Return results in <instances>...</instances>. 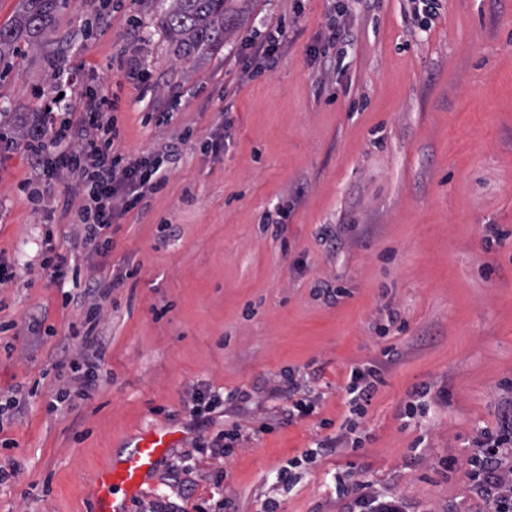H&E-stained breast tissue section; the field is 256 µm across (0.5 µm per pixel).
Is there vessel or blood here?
Masks as SVG:
<instances>
[{"instance_id": "obj_1", "label": "vessel or blood", "mask_w": 512, "mask_h": 512, "mask_svg": "<svg viewBox=\"0 0 512 512\" xmlns=\"http://www.w3.org/2000/svg\"><path fill=\"white\" fill-rule=\"evenodd\" d=\"M176 442L173 433L158 430L131 440L118 464L98 473L91 512H127L130 499L141 492L147 478Z\"/></svg>"}]
</instances>
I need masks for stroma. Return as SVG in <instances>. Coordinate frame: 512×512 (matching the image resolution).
<instances>
[{"label":"stroma","mask_w":512,"mask_h":512,"mask_svg":"<svg viewBox=\"0 0 512 512\" xmlns=\"http://www.w3.org/2000/svg\"><path fill=\"white\" fill-rule=\"evenodd\" d=\"M439 4L417 18L408 0H227L223 45L180 59L166 0H69L47 41L0 62V261L22 276L0 286V390L38 389L0 427L14 442L0 467L17 470L0 512H86L97 472L150 428L185 438L128 512H216L223 499L228 512H341L337 485L362 482L409 512H477L469 462L512 413V0ZM336 21L348 39L322 57ZM279 25L283 48L244 73L247 42ZM123 54L159 77L152 94ZM73 84L111 87L119 150L169 170L98 253L60 207L75 180L45 184L26 151ZM279 210L287 223H266ZM49 229L82 273L114 285L99 383L53 414L85 311L62 304L72 280L42 273ZM33 318L53 335L29 333ZM355 367L384 379L361 444L322 447L348 415ZM289 375L313 414L288 418L287 395L269 397ZM198 388L247 394L213 424L239 427L232 456L193 451Z\"/></svg>","instance_id":"stroma-1"}]
</instances>
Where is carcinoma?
<instances>
[{
	"mask_svg": "<svg viewBox=\"0 0 512 512\" xmlns=\"http://www.w3.org/2000/svg\"><path fill=\"white\" fill-rule=\"evenodd\" d=\"M64 4L66 0H19L12 19L0 25V56L15 51L23 40L44 39ZM164 25L167 38L185 57L222 44L228 30L224 0H170Z\"/></svg>",
	"mask_w": 512,
	"mask_h": 512,
	"instance_id": "carcinoma-1",
	"label": "carcinoma"
}]
</instances>
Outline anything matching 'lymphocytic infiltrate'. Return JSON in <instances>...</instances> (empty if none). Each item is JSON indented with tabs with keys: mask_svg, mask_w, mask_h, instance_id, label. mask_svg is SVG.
I'll use <instances>...</instances> for the list:
<instances>
[{
	"mask_svg": "<svg viewBox=\"0 0 512 512\" xmlns=\"http://www.w3.org/2000/svg\"><path fill=\"white\" fill-rule=\"evenodd\" d=\"M114 105V98L102 89L81 110L49 113L45 129L37 131L27 147L31 162L42 168L47 179L64 173L75 178L81 195L75 210L76 233L95 252L110 245L112 225L157 193L168 179L162 160L126 156L116 149L119 132L111 115ZM110 294L94 278L86 279L80 292L65 293V301L86 307L84 332L71 373L50 401L49 411L59 410L70 393L85 395L95 388L106 349L100 314ZM509 443L512 419L471 461L470 480L482 503L481 512H512V461L502 452Z\"/></svg>",
	"mask_w": 512,
	"mask_h": 512,
	"instance_id": "1",
	"label": "lymphocytic infiltrate"
}]
</instances>
